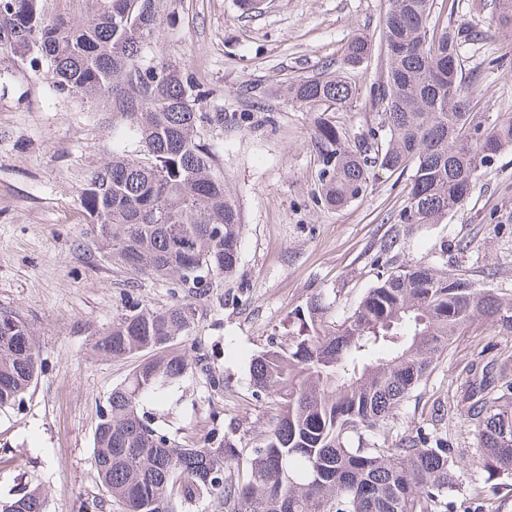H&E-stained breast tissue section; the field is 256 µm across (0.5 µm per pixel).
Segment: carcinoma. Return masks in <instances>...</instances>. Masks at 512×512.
<instances>
[{
	"label": "carcinoma",
	"mask_w": 512,
	"mask_h": 512,
	"mask_svg": "<svg viewBox=\"0 0 512 512\" xmlns=\"http://www.w3.org/2000/svg\"><path fill=\"white\" fill-rule=\"evenodd\" d=\"M434 0H388L380 34L383 79L370 87L386 141L376 135L345 146L336 128L316 132L321 191L342 208L362 196L375 168L413 167L407 205L381 240L394 251L405 224H437L462 204L500 152L512 148V116L470 111L477 88L463 76L459 33L432 21ZM492 23L509 36L496 62L512 61V0H498ZM164 24L159 0H96L80 21L45 17L39 0H0V46L36 73L53 76L57 95H79L125 114L140 155H112L93 172L82 205L115 260L135 270L200 288L238 263L242 218L214 172L198 127L222 115L201 112L205 95L178 65L143 67L142 53ZM374 44L351 38L343 63L368 61ZM355 91L339 77L288 86L304 105L345 107ZM322 297L309 301L278 346L250 365L253 386L276 398V414L249 466L240 450L172 442L140 415L190 369L187 355L162 352L141 362L114 389L93 436L92 463L121 512H174L214 498L224 512H452L459 461L448 440L406 429L387 446L396 411L426 382L461 332L478 320L512 335V295L477 286L466 271L418 263L378 273L355 310L327 320ZM194 317L189 303L165 310L135 305L112 320L93 348L122 358L164 347ZM0 409L23 402L42 369L27 323L0 312ZM466 408L488 478L512 474V379L509 368L471 369L462 395L438 404L445 418ZM0 512H46L33 489L0 503Z\"/></svg>",
	"instance_id": "1"
}]
</instances>
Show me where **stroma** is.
<instances>
[{"label": "stroma", "mask_w": 512, "mask_h": 512, "mask_svg": "<svg viewBox=\"0 0 512 512\" xmlns=\"http://www.w3.org/2000/svg\"><path fill=\"white\" fill-rule=\"evenodd\" d=\"M171 15L142 66L179 65L207 90L201 111L222 113L201 127L244 225L232 277L184 288L114 263L81 204L92 173L116 149L133 154L120 113L78 96H56L49 73L36 74L0 48V311L31 328L42 370L22 406L0 410V501L40 488L48 512H119L91 462L93 435L112 389L145 353L96 355L95 337L139 302L156 309L190 303L191 329L173 342L191 361L187 376L140 411L152 427L191 447L218 437L240 449L241 462L263 445L273 414L270 396L250 381L253 356L282 340L315 295L334 317L350 314L376 280L379 244L406 204L410 173H371L363 196L334 209L319 193L322 157L314 134L322 123L349 144L369 133L385 138L369 97L385 73L375 51L363 67L342 65L359 34L379 40L387 0H263L246 14L237 0H161ZM494 0H455L440 21L463 36L464 71L480 96L473 109L512 114V68L492 70L501 32L490 24ZM321 73L356 90L343 107L305 106L286 87ZM470 238L459 262L479 285L512 295V149L481 170L469 197L438 224L404 235L397 263L447 269L453 244ZM512 366V336L485 322L463 330L426 383L400 408L402 427L436 430L461 460L455 512H476L479 465L475 433L464 416L434 421L472 364Z\"/></svg>", "instance_id": "obj_1"}]
</instances>
